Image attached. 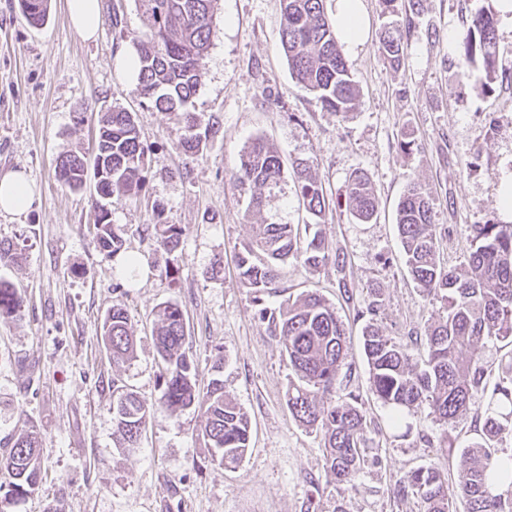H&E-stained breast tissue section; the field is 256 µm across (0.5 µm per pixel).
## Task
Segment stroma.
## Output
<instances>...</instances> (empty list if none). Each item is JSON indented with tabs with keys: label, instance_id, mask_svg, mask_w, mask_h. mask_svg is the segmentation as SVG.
<instances>
[{
	"label": "stroma",
	"instance_id": "obj_1",
	"mask_svg": "<svg viewBox=\"0 0 512 512\" xmlns=\"http://www.w3.org/2000/svg\"><path fill=\"white\" fill-rule=\"evenodd\" d=\"M382 0H363L365 45L347 60L360 96L347 117L325 110L292 78L280 43V0H219L196 106L216 116L217 131L190 158L176 117L153 109L130 85L123 57L147 29L135 0H100L97 40L72 30L68 0H49V19L32 27L17 0H0V176L22 170L39 189L26 216L0 215V240L18 243L24 258L0 266V278L24 299L19 318L0 317V454L19 433L39 438L42 473L35 493L15 512H424L415 497L397 496L408 471L436 465L459 480V459L476 438L474 417L448 425L428 405L406 418L409 433L388 427V409L370 391L362 321L371 289H381L375 321L404 342L424 334L439 305L413 283L396 229V209L409 183L429 193L440 259L462 266L472 227L500 222L499 187L512 172V26L498 25V67L486 86L466 75L455 38L495 0H422L392 67L379 32L402 22ZM121 107L136 115L147 152L138 199L113 198L111 219L123 231L124 254L99 250L89 191L59 181L64 153L93 156L98 115ZM266 136L285 164L303 159L330 202L321 229L347 260L350 298H342L334 265L311 271L290 259L262 294L243 284L236 256L254 223L307 224L291 178L267 192L261 211L236 174L245 146ZM364 172L378 199L371 222L346 210L344 190ZM181 225L179 248L159 249L142 227ZM141 260L123 272L124 255ZM316 292L347 328L348 351L336 397L359 394L372 421L378 463L359 473L357 491L340 492L325 466L322 436L288 411L291 368L261 311ZM125 303L136 354L113 366L101 341L104 315ZM178 305L200 385L220 378L248 414L251 447L233 469L213 462L201 436L198 407L170 413L162 395L152 335L159 310ZM138 393L154 410L139 448L120 447L112 423V386ZM447 435L448 449L433 445Z\"/></svg>",
	"mask_w": 512,
	"mask_h": 512
}]
</instances>
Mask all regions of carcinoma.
I'll list each match as a JSON object with an SVG mask.
<instances>
[{
  "instance_id": "obj_1",
  "label": "carcinoma",
  "mask_w": 512,
  "mask_h": 512,
  "mask_svg": "<svg viewBox=\"0 0 512 512\" xmlns=\"http://www.w3.org/2000/svg\"><path fill=\"white\" fill-rule=\"evenodd\" d=\"M148 20V30L134 40L138 58L136 89L160 112L179 114L192 129L181 139L185 155L197 156L203 134L218 124L196 111V97L209 46L215 34L218 0H135ZM281 46L293 78L313 94L324 109L344 117L359 97L347 59L339 49L333 22L325 13L324 0H281ZM27 22L33 27L48 20V0H22ZM403 30L388 28L379 36L387 59L400 63ZM459 47L468 76L477 83L492 77L497 65L495 19L492 11L477 13L459 35ZM146 152L132 113L114 107L100 118L99 138L93 159L66 153L59 157V179L72 189L93 185L96 199L121 194L135 198L141 191ZM300 201L317 221L329 210L323 187L310 168L297 163L290 172ZM284 177L280 156L263 138H254L241 155L238 182L251 191L249 207L264 206L262 189L277 185ZM350 214L361 222L371 221L377 201L369 180L354 174L346 186ZM397 230L409 274L431 300L440 303L422 338V365L411 364L410 346L383 335L373 322H366L363 350L369 366L371 390L390 409L389 425L398 429L404 411L427 403L446 424L476 407L482 420L478 437L460 456L461 482L457 494L448 490V475L434 467L408 471L398 485V495L419 498L426 512H456L454 496L465 502V512H512V355L498 362V382L487 387L485 348L512 337V225L476 224L471 251L462 268H447L437 257V225L432 223L431 204L422 187L413 184L397 206ZM98 247L114 255L123 249V238L112 224L111 212L98 209L93 224ZM159 246L171 252L181 241L178 224H148ZM295 258L310 268L329 262L340 274L339 287H348L345 255L320 234L303 242L294 224H255L253 235L238 257L239 275L260 293L274 279L276 267ZM22 259L9 241L0 240V266ZM23 300L16 288L0 280V317L19 316ZM268 321L280 336L296 380L287 391V406L293 419L322 433L326 465L336 483L346 491L355 488V477L366 463L371 438L368 418L358 396L336 402L330 398L347 351V332L335 308L311 293L288 302ZM103 341L112 365L130 361L136 343L123 304L117 303L102 323ZM161 361L160 403L171 412L197 405L203 410L202 437L213 449L214 461L228 469L236 467L250 448L251 424L224 394L222 381L212 380L204 391L197 386L196 368L187 355L184 313L176 304L159 312L153 328ZM113 425L120 447L140 445L153 406L124 386L116 387ZM8 481L0 483V512H9L32 495L39 483L41 462L36 437L18 436L0 459Z\"/></svg>"
}]
</instances>
